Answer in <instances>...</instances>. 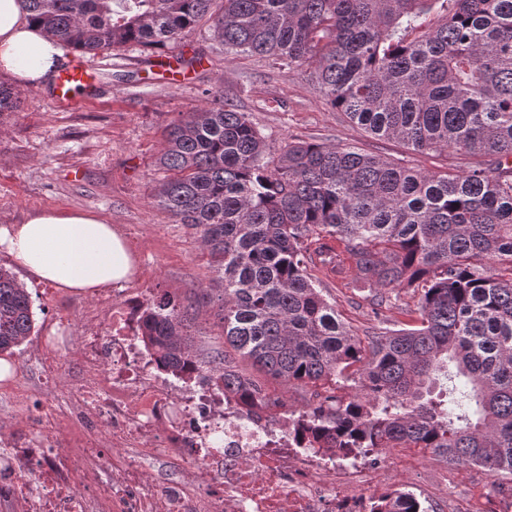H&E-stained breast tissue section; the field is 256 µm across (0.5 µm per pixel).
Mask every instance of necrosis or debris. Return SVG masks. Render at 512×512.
I'll return each instance as SVG.
<instances>
[{
  "mask_svg": "<svg viewBox=\"0 0 512 512\" xmlns=\"http://www.w3.org/2000/svg\"><path fill=\"white\" fill-rule=\"evenodd\" d=\"M143 307L141 293L105 291L78 314H58L59 326L81 331L69 412L53 404L52 376L0 384L27 421L0 450L1 498L22 512H336L368 483V462L303 464L287 426L247 424L208 381H171L141 346ZM63 423L73 450L36 444ZM158 454L178 465L175 482L144 478V461Z\"/></svg>",
  "mask_w": 512,
  "mask_h": 512,
  "instance_id": "1",
  "label": "necrosis or debris"
}]
</instances>
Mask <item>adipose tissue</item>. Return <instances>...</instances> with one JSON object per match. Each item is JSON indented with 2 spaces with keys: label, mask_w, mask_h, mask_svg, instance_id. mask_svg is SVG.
<instances>
[{
  "label": "adipose tissue",
  "mask_w": 512,
  "mask_h": 512,
  "mask_svg": "<svg viewBox=\"0 0 512 512\" xmlns=\"http://www.w3.org/2000/svg\"><path fill=\"white\" fill-rule=\"evenodd\" d=\"M64 46L23 10L0 0V71L20 88L48 87ZM0 251L39 282L65 293L94 296L131 281L134 262L111 225L85 211L43 210L22 224L0 225Z\"/></svg>",
  "instance_id": "ef3b65f1"
}]
</instances>
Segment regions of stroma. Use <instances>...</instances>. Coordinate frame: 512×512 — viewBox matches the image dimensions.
<instances>
[{"label":"stroma","mask_w":512,"mask_h":512,"mask_svg":"<svg viewBox=\"0 0 512 512\" xmlns=\"http://www.w3.org/2000/svg\"><path fill=\"white\" fill-rule=\"evenodd\" d=\"M182 50L188 57L202 55V64L175 74L135 46L88 55L105 90L95 102L60 108L50 89L18 91V109L0 114V225L23 223L47 209L96 214L124 237L136 260L132 287L147 295L167 290L193 305L188 331L204 354L224 346L217 265L195 231L174 223L152 192L165 176L157 159L168 126L180 113L203 108L207 91H219L250 113L276 149L288 141L355 144L420 169L439 171L446 162L397 140L371 138L325 105L302 71L254 56L225 55L208 25L195 28ZM0 267L27 285L33 336L54 333V312L75 313L87 302L59 292L46 301V285L29 281L27 271L3 252ZM313 277L359 336L375 332L368 289L321 269ZM381 460V480L363 490L362 498L397 488L412 493L429 512H512V479L476 466L452 467L418 448H390Z\"/></svg>","instance_id":"obj_1"}]
</instances>
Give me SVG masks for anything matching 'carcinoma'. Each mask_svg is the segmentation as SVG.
Here are the masks:
<instances>
[{
	"mask_svg": "<svg viewBox=\"0 0 512 512\" xmlns=\"http://www.w3.org/2000/svg\"><path fill=\"white\" fill-rule=\"evenodd\" d=\"M21 5L84 53L163 52L206 20L224 53L308 72L324 103L374 139L474 156L438 172L353 144L290 142L273 156L250 115L211 93L171 125L158 159L170 176L154 198L219 258L224 349L199 361L189 307L170 292L147 300L142 342L160 370L209 377L249 417L287 407L268 379L310 388L288 411L307 455L375 464L385 448H421L512 476V0ZM18 103L1 81L0 112ZM319 265L370 288L375 319L401 291L418 295V317L359 336L315 287ZM33 328L26 288L0 267V352ZM239 357L262 377L241 374ZM367 510L427 512L400 490Z\"/></svg>",
	"mask_w": 512,
	"mask_h": 512,
	"instance_id": "1",
	"label": "carcinoma"
}]
</instances>
